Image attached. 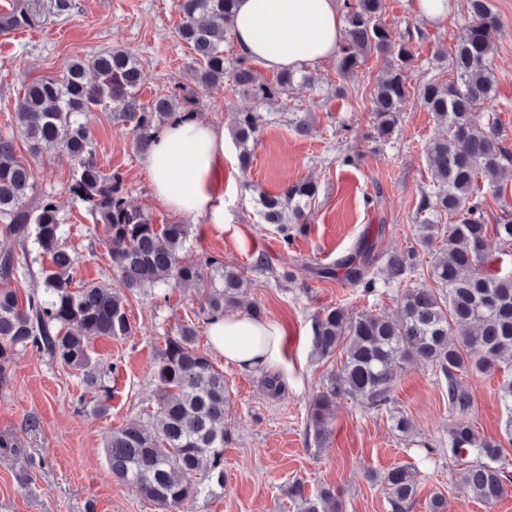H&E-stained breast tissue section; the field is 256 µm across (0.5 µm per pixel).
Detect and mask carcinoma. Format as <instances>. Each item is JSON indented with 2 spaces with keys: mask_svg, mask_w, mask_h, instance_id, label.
Returning <instances> with one entry per match:
<instances>
[{
  "mask_svg": "<svg viewBox=\"0 0 512 512\" xmlns=\"http://www.w3.org/2000/svg\"><path fill=\"white\" fill-rule=\"evenodd\" d=\"M237 0H176L183 22L177 38L195 55L194 88L140 97L142 73L135 57L113 49L64 62L56 75L24 85L16 103V129L0 133V233L9 246L0 249V386L10 382L16 352L32 348L76 371L80 387L96 394V412L107 415L112 369L101 366L91 343L101 337L130 335L127 296L149 291L168 300L170 287L189 290L210 282L205 320L214 322L230 311L259 318L262 309L247 299L250 283L237 269L215 256L201 260L186 243L190 227L180 222L154 224L132 206L118 173H105L98 163L81 115L94 108L112 111V121L132 131L141 151L150 152L160 129L173 116L197 115L195 90L231 79L260 104L287 97L297 83L314 82L312 73L282 70L267 80L244 56L226 54L233 37ZM473 17L466 37L450 54L448 73L422 79L409 87L414 47L429 38L421 28H408L390 43L383 17L384 0H340L343 41L336 52L341 78L376 55L383 60L373 89L374 131L386 140L398 128L405 107L414 100L432 112L438 134L426 149L433 184L421 191L415 236L429 254L426 275L432 285L409 286L419 268L417 250L391 254L375 268L373 246L363 242L336 264L316 268L320 278L342 274L365 295L397 287V319L363 312L351 318L330 306L313 317L312 354L336 363L319 382L309 406L307 436L316 447L330 435L336 400L348 397L363 408L386 412L393 427L409 436L416 430L407 416L394 411V369L405 364L431 368L448 401V456L466 461L462 483L470 497L485 505L500 500L512 486L501 463V441L480 435L470 415L474 398L465 379L503 371L499 390L509 412L504 435L512 444V272L490 273L493 257L489 235L499 248L512 249V207L505 203L488 224V202L479 188L484 181L493 196L505 197L512 184V138L497 121L492 78L494 35L499 25L489 0H467ZM264 116L238 112L231 125L240 168L252 161L251 146ZM21 137L31 157L46 145L66 153L73 163L69 193L101 230L116 280L71 288L78 261L64 245L66 229L53 195L37 190L32 165L15 154ZM319 191L307 180L287 185L277 196L258 193L259 214L276 226L290 244L306 233ZM444 213L443 226L431 216ZM41 269L42 287L20 297L10 284ZM457 333L459 340L448 342ZM195 321L187 319L159 346L151 403L139 419L105 436L104 452L112 477L134 489L156 512H170L211 484L224 485V446L231 433L225 423L229 401L224 374L198 346ZM275 398L286 388L282 372L270 370L261 380ZM387 512H411L417 501L416 468L395 466L380 476ZM298 512H344L340 493L322 486L307 493L295 482L286 490Z\"/></svg>",
  "mask_w": 512,
  "mask_h": 512,
  "instance_id": "obj_1",
  "label": "carcinoma"
}]
</instances>
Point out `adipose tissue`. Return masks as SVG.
Instances as JSON below:
<instances>
[{
  "label": "adipose tissue",
  "mask_w": 512,
  "mask_h": 512,
  "mask_svg": "<svg viewBox=\"0 0 512 512\" xmlns=\"http://www.w3.org/2000/svg\"><path fill=\"white\" fill-rule=\"evenodd\" d=\"M234 39L241 55L272 70L299 69L335 55L342 41L338 0H237ZM154 195L179 217L224 221V132L200 118H173L147 157ZM225 362L258 371L280 350L276 326L230 312L209 326Z\"/></svg>",
  "instance_id": "ef3b65f1"
}]
</instances>
